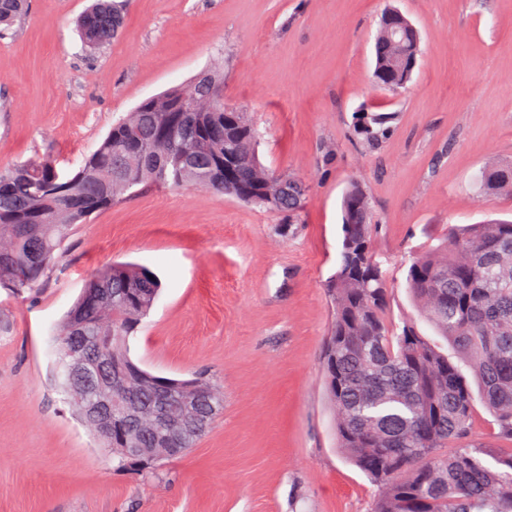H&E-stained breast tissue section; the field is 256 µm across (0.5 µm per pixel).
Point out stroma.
Wrapping results in <instances>:
<instances>
[{
  "mask_svg": "<svg viewBox=\"0 0 512 512\" xmlns=\"http://www.w3.org/2000/svg\"><path fill=\"white\" fill-rule=\"evenodd\" d=\"M93 0H29L0 39V168L47 155L77 169L112 124L213 67L261 133L262 163L308 189L296 223L227 195L147 188L76 225L43 284L0 287V512H371L377 487L336 446L324 383L326 284L354 182L376 214L387 313L419 320L414 257L452 224L512 220L483 168L512 164V0H125L118 36L86 54ZM421 36L407 88L373 83L385 8ZM392 112L368 143L361 112ZM152 270L162 289L132 360L224 393L184 455L120 468L57 385L55 333L98 271Z\"/></svg>",
  "mask_w": 512,
  "mask_h": 512,
  "instance_id": "stroma-1",
  "label": "stroma"
}]
</instances>
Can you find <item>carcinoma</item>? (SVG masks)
<instances>
[{"label":"carcinoma","mask_w":512,"mask_h":512,"mask_svg":"<svg viewBox=\"0 0 512 512\" xmlns=\"http://www.w3.org/2000/svg\"><path fill=\"white\" fill-rule=\"evenodd\" d=\"M23 4L0 0V37L20 19ZM117 16L114 0H95L78 21L86 50L112 41ZM418 54L410 21L386 11L375 38L374 82L405 87ZM391 120L389 112H372L362 127L373 137L374 128L384 133ZM285 180L293 178L260 161L247 113L223 111L195 82L171 88L116 122L73 173L59 172L47 157L0 168V286L17 295L34 288L75 225L146 186L204 188L279 213L291 224L307 190L302 184L285 199L278 191ZM478 181L487 193L512 191V165L486 168ZM341 210L340 259L327 283L333 318L326 392L337 412V448L381 487L372 512H512V454L491 465L486 448L470 438L474 395L460 367L463 362L471 370L499 436L511 441L512 222L453 225L444 242L411 264L408 288L420 316L454 347L456 363L413 322L388 317V288L371 248L372 206L360 185L345 191ZM161 288L150 269L116 264L87 281L58 331V352L77 330L101 349L119 373L112 398H139V419L116 415L109 434L83 418L120 467L131 465L124 448L135 437L149 449L136 464L167 458L152 450L162 394L177 395L189 382L220 406L210 382L159 377L131 359L129 339ZM59 383L80 414L101 394L78 392L63 378Z\"/></svg>","instance_id":"carcinoma-1"}]
</instances>
